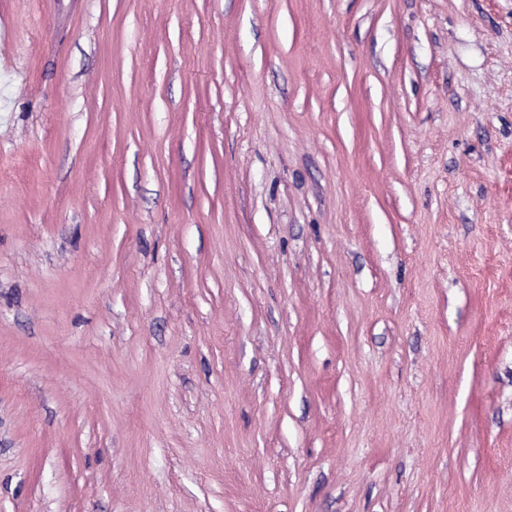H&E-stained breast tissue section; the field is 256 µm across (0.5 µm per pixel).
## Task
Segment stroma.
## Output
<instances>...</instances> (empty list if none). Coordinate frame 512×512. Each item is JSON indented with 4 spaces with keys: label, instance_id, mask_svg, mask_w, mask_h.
<instances>
[{
    "label": "stroma",
    "instance_id": "obj_1",
    "mask_svg": "<svg viewBox=\"0 0 512 512\" xmlns=\"http://www.w3.org/2000/svg\"><path fill=\"white\" fill-rule=\"evenodd\" d=\"M0 512H512V0H0Z\"/></svg>",
    "mask_w": 512,
    "mask_h": 512
}]
</instances>
